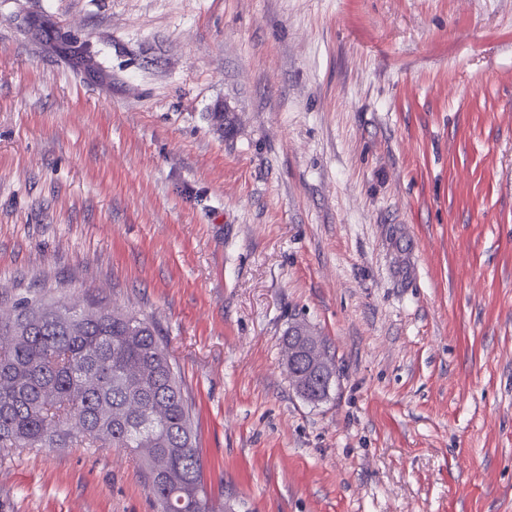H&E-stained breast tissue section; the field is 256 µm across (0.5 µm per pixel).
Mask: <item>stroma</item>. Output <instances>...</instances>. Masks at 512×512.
Wrapping results in <instances>:
<instances>
[{
    "label": "stroma",
    "mask_w": 512,
    "mask_h": 512,
    "mask_svg": "<svg viewBox=\"0 0 512 512\" xmlns=\"http://www.w3.org/2000/svg\"><path fill=\"white\" fill-rule=\"evenodd\" d=\"M36 297L155 325L227 512H512V0H0V312ZM0 512L157 505L30 448Z\"/></svg>",
    "instance_id": "1"
}]
</instances>
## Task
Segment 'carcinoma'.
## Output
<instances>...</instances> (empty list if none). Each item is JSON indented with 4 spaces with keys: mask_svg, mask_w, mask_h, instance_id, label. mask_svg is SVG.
Instances as JSON below:
<instances>
[{
    "mask_svg": "<svg viewBox=\"0 0 512 512\" xmlns=\"http://www.w3.org/2000/svg\"><path fill=\"white\" fill-rule=\"evenodd\" d=\"M0 449L123 448L161 512H216L191 409L155 326L27 300L0 318Z\"/></svg>",
    "mask_w": 512,
    "mask_h": 512,
    "instance_id": "obj_1",
    "label": "carcinoma"
}]
</instances>
